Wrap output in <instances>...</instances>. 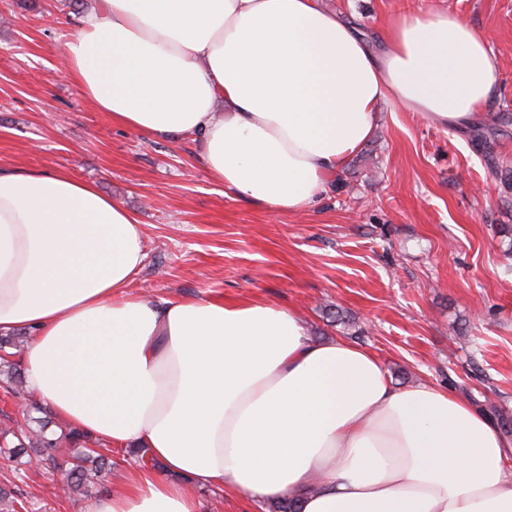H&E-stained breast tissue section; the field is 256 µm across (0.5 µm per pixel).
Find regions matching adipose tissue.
Masks as SVG:
<instances>
[{
  "mask_svg": "<svg viewBox=\"0 0 512 512\" xmlns=\"http://www.w3.org/2000/svg\"><path fill=\"white\" fill-rule=\"evenodd\" d=\"M67 75L113 123L195 136L225 191L300 213L390 104L463 130L497 93L488 35L399 16L371 47L322 0H99ZM138 216L69 172L0 167V332L27 391L99 443L148 449L84 512H200L196 489L301 512H512V441L467 399L394 385L369 351L278 305L132 293Z\"/></svg>",
  "mask_w": 512,
  "mask_h": 512,
  "instance_id": "obj_1",
  "label": "adipose tissue"
}]
</instances>
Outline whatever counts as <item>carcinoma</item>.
Instances as JSON below:
<instances>
[{"instance_id": "cac0c4a2", "label": "carcinoma", "mask_w": 512, "mask_h": 512, "mask_svg": "<svg viewBox=\"0 0 512 512\" xmlns=\"http://www.w3.org/2000/svg\"><path fill=\"white\" fill-rule=\"evenodd\" d=\"M20 342L14 335L0 336V362L17 371ZM39 410L33 401L23 412L24 426L15 432L17 444L5 450L11 458H27V462L37 461L52 469L63 468L64 486L68 492L84 494L94 485L102 472L112 467L113 461L95 448V442L79 433L69 431L56 435L49 431L51 420L46 417H34L32 413ZM36 422L39 431L28 436L27 425Z\"/></svg>"}]
</instances>
